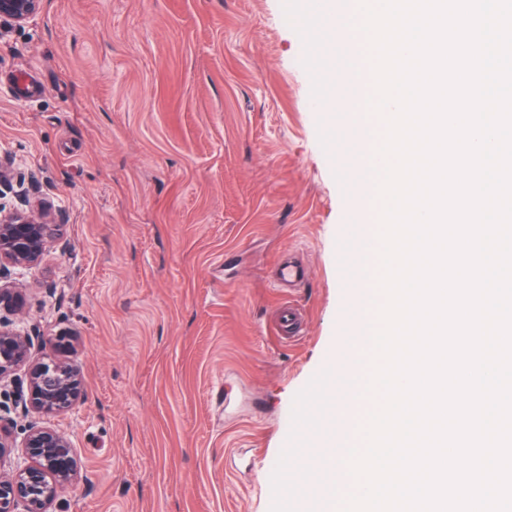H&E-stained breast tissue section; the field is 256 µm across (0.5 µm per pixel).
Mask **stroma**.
I'll list each match as a JSON object with an SVG mask.
<instances>
[{
  "instance_id": "1",
  "label": "stroma",
  "mask_w": 512,
  "mask_h": 512,
  "mask_svg": "<svg viewBox=\"0 0 512 512\" xmlns=\"http://www.w3.org/2000/svg\"><path fill=\"white\" fill-rule=\"evenodd\" d=\"M304 43L282 0H46L0 32V204L64 212L66 248L7 279L32 358L71 333L83 399L47 423L80 479L47 512H270L296 395L330 365L351 234ZM309 267L294 289L276 268ZM307 311L301 339L278 309ZM19 376L0 427L22 459Z\"/></svg>"
}]
</instances>
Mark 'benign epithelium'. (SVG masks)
Segmentation results:
<instances>
[{
	"label": "benign epithelium",
	"mask_w": 512,
	"mask_h": 512,
	"mask_svg": "<svg viewBox=\"0 0 512 512\" xmlns=\"http://www.w3.org/2000/svg\"><path fill=\"white\" fill-rule=\"evenodd\" d=\"M44 0H0V27L34 24ZM65 243L64 225L50 206L0 205V273L22 274L42 264L50 248ZM25 295L0 285V312L18 316V324L0 322V378L22 368L27 395L22 404L42 416L72 412L83 396L82 380L71 357L73 340L61 338L49 353L30 360L31 334L24 322ZM23 461L12 474L0 477V512H45L61 490L79 476L78 458L70 439L52 427L32 425L23 441Z\"/></svg>",
	"instance_id": "benign-epithelium-1"
}]
</instances>
